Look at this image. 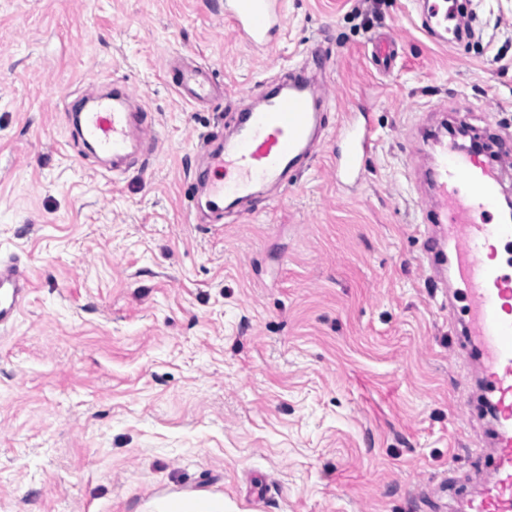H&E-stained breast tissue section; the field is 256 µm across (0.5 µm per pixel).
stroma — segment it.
Here are the masks:
<instances>
[{
	"label": "stroma",
	"mask_w": 512,
	"mask_h": 512,
	"mask_svg": "<svg viewBox=\"0 0 512 512\" xmlns=\"http://www.w3.org/2000/svg\"><path fill=\"white\" fill-rule=\"evenodd\" d=\"M267 52L224 0H0V260L31 288L0 329V512H140L174 493L229 512H466L492 420L464 310L423 258L422 169L447 127L512 147V0H468L441 45L415 0H284ZM391 33L388 71L371 38ZM329 59L310 166L208 223L205 145L258 86ZM207 72L214 101L173 87ZM126 88L151 151L123 174L72 135L82 101ZM370 115L359 186L336 128Z\"/></svg>",
	"instance_id": "obj_1"
}]
</instances>
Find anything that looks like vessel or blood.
I'll return each instance as SVG.
<instances>
[{"label":"vessel or blood","instance_id":"1","mask_svg":"<svg viewBox=\"0 0 512 512\" xmlns=\"http://www.w3.org/2000/svg\"><path fill=\"white\" fill-rule=\"evenodd\" d=\"M454 7L425 0L423 30L447 39ZM224 18L252 48L269 50L284 28L283 0H224ZM319 79L292 76L263 92L261 109L242 110L235 132L212 152L205 183L214 208H235L255 199L269 185L287 182L289 174L312 158L325 128L326 101ZM178 87L190 100H205L206 73L187 70ZM76 134L120 166L135 152H148L153 132L131 111L124 94L99 98L82 113ZM339 183L359 182L363 161L376 145L363 115L352 114L337 131ZM434 201L423 210L419 233L429 268L436 278L453 273L467 302L473 334L485 361L483 384L491 397L496 430L490 467L493 478L467 502L468 512H512V259L497 263L493 244L512 247V219L499 211L500 179L496 165L476 154L441 152L430 173ZM30 281L17 262L0 263V326L13 324L29 292Z\"/></svg>","mask_w":512,"mask_h":512}]
</instances>
